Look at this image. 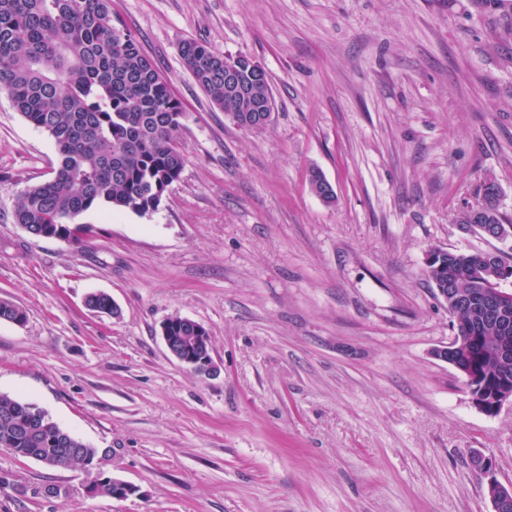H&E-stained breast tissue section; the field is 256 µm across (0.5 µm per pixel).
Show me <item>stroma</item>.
Masks as SVG:
<instances>
[{
	"instance_id": "35a3bbf8",
	"label": "stroma",
	"mask_w": 512,
	"mask_h": 512,
	"mask_svg": "<svg viewBox=\"0 0 512 512\" xmlns=\"http://www.w3.org/2000/svg\"><path fill=\"white\" fill-rule=\"evenodd\" d=\"M112 22L180 100L187 163L154 211L32 237L15 203L58 154L0 93V298L27 313L0 320V394L136 492L0 448V512H493L473 459L512 482V408L480 411L436 357L454 318L425 260L512 256L464 222L489 179L512 219V0H112ZM185 39L262 65L264 129L212 105ZM173 316L207 328L213 372L167 351ZM45 485L67 494L32 497Z\"/></svg>"
}]
</instances>
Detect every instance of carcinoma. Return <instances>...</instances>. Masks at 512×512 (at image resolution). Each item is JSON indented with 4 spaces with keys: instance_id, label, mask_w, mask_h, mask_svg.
I'll return each instance as SVG.
<instances>
[{
    "instance_id": "1",
    "label": "carcinoma",
    "mask_w": 512,
    "mask_h": 512,
    "mask_svg": "<svg viewBox=\"0 0 512 512\" xmlns=\"http://www.w3.org/2000/svg\"><path fill=\"white\" fill-rule=\"evenodd\" d=\"M112 0H0V91L30 124L54 141V176L23 192L14 218L39 238L78 242L93 232L77 222L100 207L145 214L159 207L186 165L177 142L182 105L144 53L139 40L112 24ZM179 56L210 102L247 115L253 99L224 89V58L206 43L185 40ZM240 87L272 96L266 77L242 74ZM476 272L471 251H445L425 274L436 288L464 283L465 274L492 281L506 260ZM456 336H481L455 348L454 359L476 383L502 387L501 369L488 341L494 318L479 307L448 305ZM26 321V311L0 299V320ZM0 448L50 468L98 466V450L62 429L33 404L0 395ZM69 448L83 449L74 458ZM95 493L112 496L111 476L96 470Z\"/></svg>"
}]
</instances>
